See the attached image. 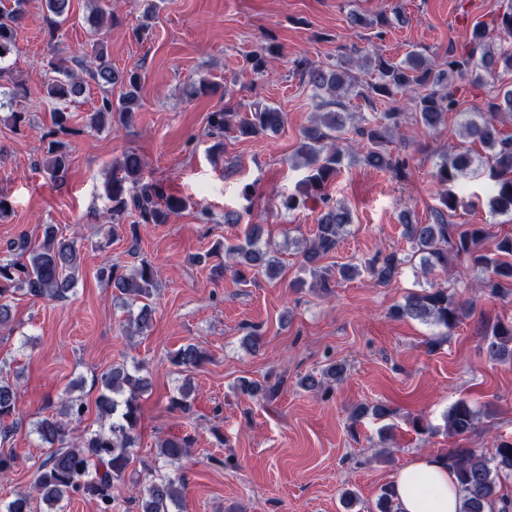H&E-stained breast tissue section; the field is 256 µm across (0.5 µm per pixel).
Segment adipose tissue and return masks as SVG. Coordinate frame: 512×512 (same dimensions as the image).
I'll return each instance as SVG.
<instances>
[{
	"instance_id": "ef3b65f1",
	"label": "adipose tissue",
	"mask_w": 512,
	"mask_h": 512,
	"mask_svg": "<svg viewBox=\"0 0 512 512\" xmlns=\"http://www.w3.org/2000/svg\"><path fill=\"white\" fill-rule=\"evenodd\" d=\"M399 512H459L461 496L447 461L425 455L402 468L394 479Z\"/></svg>"
}]
</instances>
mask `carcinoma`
Returning <instances> with one entry per match:
<instances>
[{"label": "carcinoma", "mask_w": 512, "mask_h": 512, "mask_svg": "<svg viewBox=\"0 0 512 512\" xmlns=\"http://www.w3.org/2000/svg\"><path fill=\"white\" fill-rule=\"evenodd\" d=\"M72 0H45L46 22L49 38H55L59 28L68 20ZM25 14V0H13V4L0 7V60L17 50L19 22ZM361 27H377L376 36L390 26V18L380 15L368 19L361 15L352 18ZM512 37V0L493 24L477 21L471 27L469 41L463 48L448 55V60L436 67L422 54L410 52L400 62H392L378 55L365 54L357 61L350 55L341 56L334 67H323L305 58L294 61V70L312 87L319 97L317 113L312 124L303 131L295 163L308 171L296 194H290L281 202L287 211L306 208L319 203L322 209L314 237L304 249V262L314 275L311 288L323 293L330 291L333 281L340 276L351 279L360 273L358 267L344 264L332 270L320 265L331 252L336 251L345 228L352 223L348 208L329 198L327 185L336 178L347 156L355 155L351 147L339 148L336 141L345 132L347 104L355 98L367 106L386 99L393 100L401 91L412 90L415 121L435 130L441 126L450 112L456 111L457 93L461 83L481 85L486 78L502 71L512 72V42L502 40L494 32ZM279 55L278 47L269 44L255 51L249 64L256 74L266 72L272 59ZM97 85L103 95L98 101L89 122L94 127L112 124L114 116L123 119L139 105L141 76L136 69L118 70L104 51L96 45L90 60L77 61ZM47 67L53 76L46 85L48 98L62 107L53 112V134H66L70 127V113L64 105L74 102L85 93V79L66 64V60L52 57ZM375 72L376 78L367 81L364 75ZM120 89L118 98H112V88ZM235 113L219 110L210 114L212 134L218 136L233 125L230 118ZM403 113L394 110L373 113L371 118L360 117L353 128L358 142L363 144L359 160L366 166L390 173L393 177H405L407 160L393 154L387 148L391 133L397 129ZM284 122L283 113L262 101L252 105L250 115L238 122L235 130L241 137H255L276 132ZM512 89L506 87L488 99L474 112V118L463 124L466 137L440 156L435 178L444 187L433 223L418 224L409 215L402 216L406 235L411 243V257H419L421 268L431 273L446 272L456 262L464 261L479 269L483 277L477 288L489 296L503 292L512 285V236L499 238L494 248L484 247L487 237L481 224H455L450 220L458 209L470 205L460 179L476 173L472 144L479 142L490 150L485 165L494 181L497 195L492 200L493 210L512 213ZM70 155L64 142L52 140L42 165L56 181L66 178L70 169ZM121 176L107 182L108 196L112 199L113 226H118L122 216L129 212L137 216L131 225V233L137 234L139 224H164L168 216L185 207L183 199L165 194L156 186L141 188L125 194V184L140 185L143 161L139 154L127 152L119 161ZM263 228L249 225L244 239L236 244L215 247L210 252L195 257L202 265L220 254L232 260L235 275L240 282H247L248 275L278 278L282 271L280 258L268 246L262 244ZM7 252L13 258L0 261V330L12 322L13 296L22 292L37 300L63 301L69 298L79 271L80 254L74 241L59 233L54 225L44 228L42 239L31 241L22 235L9 243ZM408 258L396 253L379 254L365 266V270L381 285L389 284L399 273ZM128 308L139 305L137 312H129L124 330L134 337L146 333L153 323V309L149 301L156 291L159 272L152 264L141 261L128 272L115 264L101 268ZM472 312V305L460 301L446 288H431L409 295L404 303L395 306L391 315L398 319L409 318L442 329L448 335ZM483 344L492 362H512V320H499L484 332ZM205 360L203 348L196 343L179 347L171 356V363L182 371L199 367ZM141 366L128 368L114 364L97 380L100 393L95 407L100 426L83 436L70 438L69 421L82 419L88 407L80 397H68L60 409L38 420L33 428L40 442L48 446L46 457L36 470L34 490L42 502L51 507L76 496L95 501L97 512H116L120 490L131 484L136 495L129 497L136 512H174L180 508L185 490V478L156 477L152 469L144 467L150 476L145 487L140 479L129 476L140 430V400L148 392L150 382L140 374ZM345 367L331 363L320 374L309 373L300 379V385L311 392L325 393L330 383L341 379ZM237 388L252 399L268 401L276 396L278 385H263L247 378L239 379ZM371 414L377 418L387 415L380 404H360L351 412V419L360 421ZM21 418L17 409V392L14 386L0 380V439L8 440L17 431ZM476 413L465 399L457 400L448 410V435L460 436L475 428ZM192 441L188 437L172 436L159 444L158 455L168 465L178 469L189 454ZM446 459L453 469L461 493L460 512H512V498L502 493L503 481L512 478V439H498L490 448H455ZM378 512H397L393 486L381 490L377 502ZM0 512H31L28 494L15 497L0 505Z\"/></svg>", "instance_id": "1"}]
</instances>
